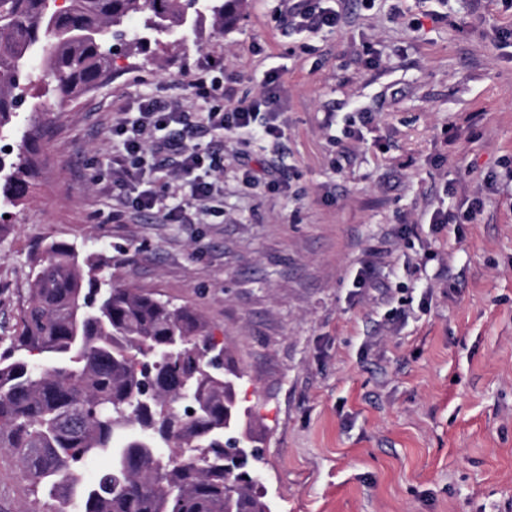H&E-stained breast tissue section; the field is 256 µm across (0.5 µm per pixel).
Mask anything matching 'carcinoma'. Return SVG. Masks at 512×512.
<instances>
[{
	"label": "carcinoma",
	"instance_id": "1",
	"mask_svg": "<svg viewBox=\"0 0 512 512\" xmlns=\"http://www.w3.org/2000/svg\"><path fill=\"white\" fill-rule=\"evenodd\" d=\"M240 0H0V206L24 204L42 117L112 74V41L182 46L204 20L233 25ZM42 70L47 98L29 94ZM31 123L13 118L22 106ZM15 336L0 352V456L28 481L19 512H271L247 453L227 467L224 434L240 430L241 376L210 365L224 353L204 317L154 292L101 282L100 260L51 241L29 257ZM189 395L196 413L178 410ZM112 469L87 478L90 462Z\"/></svg>",
	"mask_w": 512,
	"mask_h": 512
}]
</instances>
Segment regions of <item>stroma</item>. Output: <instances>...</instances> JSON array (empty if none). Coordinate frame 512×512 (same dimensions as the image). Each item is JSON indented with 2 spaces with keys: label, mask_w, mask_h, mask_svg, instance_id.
Segmentation results:
<instances>
[{
  "label": "stroma",
  "mask_w": 512,
  "mask_h": 512,
  "mask_svg": "<svg viewBox=\"0 0 512 512\" xmlns=\"http://www.w3.org/2000/svg\"><path fill=\"white\" fill-rule=\"evenodd\" d=\"M306 4L245 0L184 53L118 50L110 79L48 113L0 232V350L32 251L69 244L203 314L241 375L273 512H512V46L496 34L512 11L330 0L336 27L288 28ZM205 56L225 108L269 89L281 137L212 141L223 218L118 209L91 182L120 148L113 119L143 97L206 111L182 84ZM248 168L270 176L244 184Z\"/></svg>",
  "instance_id": "1"
}]
</instances>
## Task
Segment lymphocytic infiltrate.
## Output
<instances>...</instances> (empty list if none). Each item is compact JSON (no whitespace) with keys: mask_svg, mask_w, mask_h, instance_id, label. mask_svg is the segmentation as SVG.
<instances>
[{"mask_svg":"<svg viewBox=\"0 0 512 512\" xmlns=\"http://www.w3.org/2000/svg\"><path fill=\"white\" fill-rule=\"evenodd\" d=\"M223 71L221 61L209 59L187 82L194 96L209 103L207 112H188L176 103L162 108L153 100L143 99L137 103L135 117L123 116L113 123L112 134L121 140L120 150L108 161L113 174L110 187L117 204L159 214L170 224L182 223L185 201L210 210L224 177L222 157L198 142L199 130L242 138L252 133L257 116L264 112L268 119L262 133L281 136L271 94L265 92L225 108ZM164 128L171 130V137L154 139V132ZM166 150L179 157L174 170L163 171L157 164L149 170L144 168V154L155 156Z\"/></svg>","mask_w":512,"mask_h":512,"instance_id":"lymphocytic-infiltrate-1","label":"lymphocytic infiltrate"}]
</instances>
